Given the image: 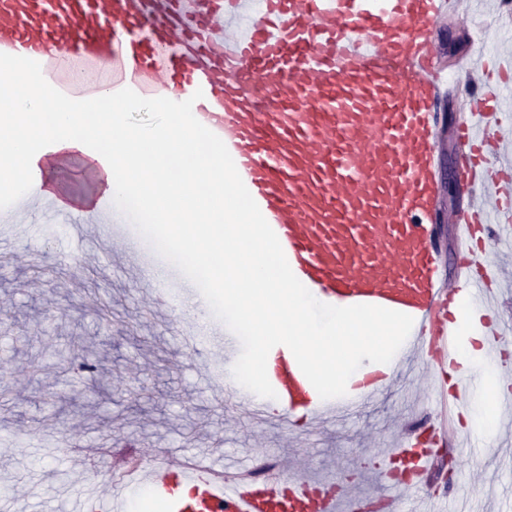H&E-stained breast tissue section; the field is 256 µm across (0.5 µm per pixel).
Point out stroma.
<instances>
[{"label": "stroma", "instance_id": "1", "mask_svg": "<svg viewBox=\"0 0 512 512\" xmlns=\"http://www.w3.org/2000/svg\"><path fill=\"white\" fill-rule=\"evenodd\" d=\"M491 25L490 15L471 17L462 6L432 37L446 57L449 35L466 38ZM54 180L76 203L98 194L79 157L61 163ZM43 225L34 213L18 235L0 238V314L10 323L0 330V431L16 437L0 446V512L18 502L25 512H72L91 496L93 484L60 450L73 439L95 446L107 439L115 454L147 459L213 455L236 467L278 460L329 477L345 492L367 493L393 439L435 414L432 376L423 368L414 379L394 380L363 413L303 432L227 412L169 328L170 309L136 292L111 241L81 246L63 264L67 234ZM86 359L97 365L95 376L79 372ZM446 454L452 479L432 471L427 491L460 498L475 512L485 504L512 512V450L492 456L479 443Z\"/></svg>", "mask_w": 512, "mask_h": 512}]
</instances>
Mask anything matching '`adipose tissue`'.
<instances>
[{
	"label": "adipose tissue",
	"instance_id": "ef3b65f1",
	"mask_svg": "<svg viewBox=\"0 0 512 512\" xmlns=\"http://www.w3.org/2000/svg\"><path fill=\"white\" fill-rule=\"evenodd\" d=\"M52 88L51 77L34 79L9 62L0 63V93L16 105L10 120H21L24 113L47 106L55 111L53 124L37 138L11 142L7 153L0 155V170L9 172L21 164L34 171L48 169L73 153L85 154L103 165L105 160L118 158L130 167L142 152H149L154 159L150 198H141L138 182L126 175L114 178L105 165L99 175L103 191L117 202L139 200L153 223L160 225L164 243L188 254L197 264L206 262L205 245L220 249L232 243V253L246 271L226 277L225 301L235 308L240 325L252 331L256 342L244 389H253L261 382L266 371L265 343L283 325L315 384L328 393L349 386L358 363L375 360L380 352L394 351L404 334L398 321L340 306L323 311L305 289L287 287V275L270 263V250L261 242V216L249 212L246 203L233 194L219 162L220 151L205 147L199 125L177 116L167 117L150 129L128 125V114L141 110V103L111 97L103 87L98 88L94 101L106 107L105 120L98 126L89 125L85 108L77 100L52 97ZM123 123L128 126L126 136L114 138L112 126ZM177 161L182 164V177L168 181L167 172ZM203 183L208 184L209 191L202 198L197 188ZM170 212L186 217L191 230L175 233L167 224ZM484 342V336L479 335L467 347L484 388L472 415L480 422L494 420L497 401L508 387L504 367L481 365Z\"/></svg>",
	"mask_w": 512,
	"mask_h": 512
}]
</instances>
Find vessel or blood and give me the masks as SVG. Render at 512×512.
<instances>
[{
    "label": "vessel or blood",
    "mask_w": 512,
    "mask_h": 512,
    "mask_svg": "<svg viewBox=\"0 0 512 512\" xmlns=\"http://www.w3.org/2000/svg\"><path fill=\"white\" fill-rule=\"evenodd\" d=\"M250 8V0H0V59L31 77L52 75L62 97L73 92L60 74L65 65L108 69L114 96L152 99L203 126L293 285L411 327L388 370L362 368L345 395L330 398L315 390L287 340H275L267 398L222 373L235 405L263 420L336 422L361 413L395 375L453 367L454 387L437 392L467 414L476 387L460 361L458 307L480 317L486 362L502 361L501 340L512 334L493 314L498 279L486 244L491 235L512 241V150L499 138L512 126V57L477 52L446 65L430 33L455 15L457 0H262L247 32L227 37L229 22ZM451 91L464 102L456 137L466 204L452 217L461 250L450 278L436 218L439 107ZM42 207L87 238V226L54 199ZM119 250L153 303L195 295L196 281L179 268L152 270L138 239L120 237ZM203 329L187 341L188 357L238 356L243 336L232 309ZM447 445L443 425L395 439L379 493L390 512L408 493L428 502L422 489ZM84 476L96 491L82 512H128L144 493L166 512H351L356 502L294 470L256 479L165 456L129 457ZM178 486L190 489L189 501L176 499Z\"/></svg>",
    "instance_id": "b4317fda"
}]
</instances>
